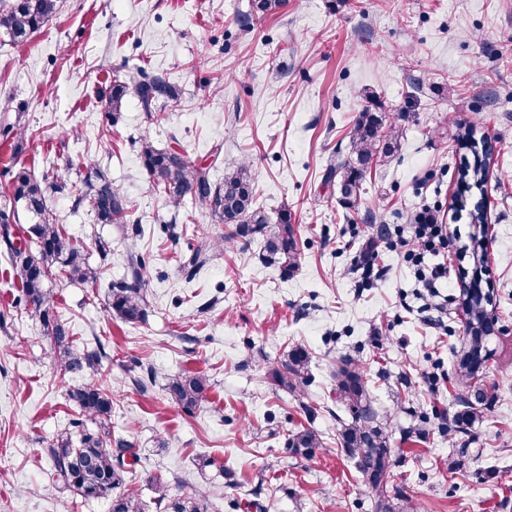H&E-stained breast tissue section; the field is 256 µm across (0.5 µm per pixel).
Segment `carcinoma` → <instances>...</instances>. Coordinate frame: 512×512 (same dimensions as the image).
<instances>
[{"instance_id": "1", "label": "carcinoma", "mask_w": 512, "mask_h": 512, "mask_svg": "<svg viewBox=\"0 0 512 512\" xmlns=\"http://www.w3.org/2000/svg\"><path fill=\"white\" fill-rule=\"evenodd\" d=\"M60 0H0V39L15 45L25 44L59 12ZM286 0H251L250 13L264 16L277 12ZM135 93L146 119L153 124L159 120L158 104L175 101L178 94L162 73L145 70L131 74L116 71L109 86L101 92L108 120L117 123L126 96ZM368 105L356 116L351 135L349 155L336 160L327 168L325 178L336 180L339 203L346 209L356 207L364 194V183L372 168L390 164L401 149L402 116L388 117L377 111L376 94H365ZM0 136L12 142V157L5 173L10 176L0 193V242L6 246L13 274L20 281L22 296L18 302L32 306L40 318L45 336L50 340L54 361L61 371L83 375L87 372L97 380L68 390V397L78 412L70 426L57 435L43 452L52 462L51 480L54 490L63 494L111 500L110 512H143L138 490L128 481L131 467L138 462L132 442L112 437V380L104 374L105 357L101 342L96 346L77 347L69 336L66 323L57 311L50 284L63 279L69 283H94L101 271L92 266L85 248L59 224L48 208L55 193L68 192L75 210L93 214L99 224L130 223V204L112 180L94 168L83 156L69 157L60 168L40 174L29 167L19 166L15 157L25 140L32 137L29 128L17 121L0 129ZM461 146L471 152L470 162L464 164L459 181L465 190L483 186L490 168L494 149L485 136H477L472 126L457 135ZM139 156L149 178L150 190L159 194L164 205L177 212L186 196L205 212L212 221L224 224L228 232L220 237L201 234L197 245L183 261L182 271L193 277L207 262L224 251L229 243H250L254 238L264 240L262 258L289 275L298 268L297 248L292 212L281 209L277 214V230L267 232L270 217L256 205L250 164L224 174V180L214 182L209 168L197 165L180 154L159 149L149 134L140 135ZM29 217L23 232L36 241V251L15 245L14 225L20 223L19 213ZM145 261L137 254L131 256L130 272L110 283L107 306L110 315L125 323H135L146 314ZM464 302L468 320L465 347L457 356L455 371L463 380L475 378L490 333L485 297L472 283L465 292ZM309 353L302 346L288 351L271 369L275 388L296 392L308 374ZM169 399L185 411H193L206 397L208 378L198 372L182 371L168 378ZM337 399L349 405L353 421L340 432L341 447L355 460L364 484L372 496L374 512H404L394 492V450L391 433L378 421L372 406L367 379L361 368L344 360L336 369ZM484 390L479 383L469 386L462 395L464 409L455 419L457 432L465 434L478 418L475 406L483 403ZM290 448L307 455L322 447L320 434L312 427H303L288 439ZM153 504L156 512H210L208 496L199 491L174 494L162 480L154 482Z\"/></svg>"}]
</instances>
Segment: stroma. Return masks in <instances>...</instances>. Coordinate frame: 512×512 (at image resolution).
Segmentation results:
<instances>
[{"instance_id": "obj_1", "label": "stroma", "mask_w": 512, "mask_h": 512, "mask_svg": "<svg viewBox=\"0 0 512 512\" xmlns=\"http://www.w3.org/2000/svg\"><path fill=\"white\" fill-rule=\"evenodd\" d=\"M248 9L249 0H62L28 43H0V125L20 119L34 133L18 162L42 172L88 157L131 203L130 223L99 224L68 195L50 199L103 270L93 285H55V301L76 345L105 346L112 435L138 450L129 481L145 512H155L156 476L176 493L209 492L212 512H236L256 488L265 512H372L339 443L353 419L336 400L344 359L367 375L392 434L394 484L417 512H512V0H287L245 24ZM138 67L167 73L177 103L150 124L131 95L109 124L100 91L112 70ZM369 91L381 111L403 113L404 140L346 210L324 174L348 154ZM472 122L496 152L482 191L468 196L489 223L481 266L470 253L478 228L453 208L464 156L453 137ZM145 132L158 148L209 165L215 181L250 160L258 204L295 216L298 269L286 276L264 262L257 238L185 277L180 257L197 229L220 236L225 227L190 200L171 217L141 166ZM423 202L439 209L451 240L442 330L419 311L413 268L369 246L377 225L393 230ZM135 252L149 258L148 306L131 324L110 318L106 302ZM368 255L387 271L371 287L353 271ZM476 275L492 333L481 417L463 435L453 430L464 392L454 364L462 288ZM18 290L0 253V512H62L41 451L68 428L76 411L67 392L85 378L57 369L39 318L14 303ZM296 346L309 351L310 370L292 394L268 372ZM149 368L154 380L142 381ZM182 370L210 382L190 413L165 392ZM302 427L324 441L313 455L288 446ZM207 457L215 466L199 469ZM222 464L236 487H225Z\"/></svg>"}]
</instances>
